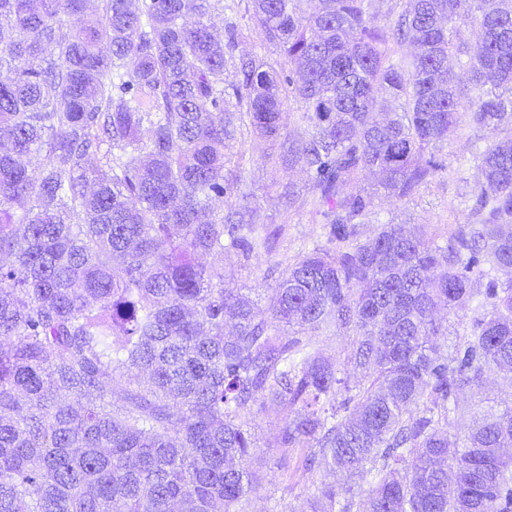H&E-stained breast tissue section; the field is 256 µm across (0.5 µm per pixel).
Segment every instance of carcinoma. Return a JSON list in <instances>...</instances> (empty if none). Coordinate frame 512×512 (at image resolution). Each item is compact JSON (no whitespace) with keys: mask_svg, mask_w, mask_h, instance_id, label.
<instances>
[{"mask_svg":"<svg viewBox=\"0 0 512 512\" xmlns=\"http://www.w3.org/2000/svg\"><path fill=\"white\" fill-rule=\"evenodd\" d=\"M219 2L0 0V512H241L262 398L280 447L346 476L310 512H512V409L451 433L485 373L512 380V0H403L386 24L373 0H250L278 69L233 55L234 22L215 40ZM462 113L497 134L472 221L443 245L391 223L361 239L376 198L447 169ZM242 127L306 173L326 229L263 309L199 261L271 249L256 210L212 208ZM469 304L438 343V313ZM341 330L354 386L311 338Z\"/></svg>","mask_w":512,"mask_h":512,"instance_id":"obj_1","label":"carcinoma"}]
</instances>
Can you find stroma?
<instances>
[{
  "label": "stroma",
  "mask_w": 512,
  "mask_h": 512,
  "mask_svg": "<svg viewBox=\"0 0 512 512\" xmlns=\"http://www.w3.org/2000/svg\"><path fill=\"white\" fill-rule=\"evenodd\" d=\"M222 2V8L213 11L210 17L215 34L223 35L226 17L234 16L244 33L236 48L237 54H256L272 62L278 60L276 48L269 45L253 25L248 9L250 0ZM493 138V133L487 130H464L438 153L447 167L446 172L421 188L413 199L376 202L369 221L361 227L363 236H372L379 224L392 220L408 226H425L428 234L445 241L456 225L469 220L465 191L475 173L473 155ZM224 170L238 176L239 190L247 203L258 207L261 223L281 227L282 232L272 252L249 263H241L233 254L207 255L203 261L223 271L225 287L241 289L249 299L262 305L276 286L275 277L269 273L270 267L292 263L299 254L324 241L321 218L313 206V189L300 167L283 164L267 145L255 140L247 131L227 151ZM467 398L474 410L456 421L454 432L458 435L464 434L475 419L487 411L512 407V382L498 374L487 373L485 387L468 393ZM281 416L280 408L269 402L256 405L254 409L251 427L257 438L256 453L264 481L259 491L243 502L244 512H266L273 502L280 512H308L316 484L342 481L341 476L323 468L305 473L302 469L304 449L279 447L276 426Z\"/></svg>",
  "instance_id": "35a3bbf8"
}]
</instances>
